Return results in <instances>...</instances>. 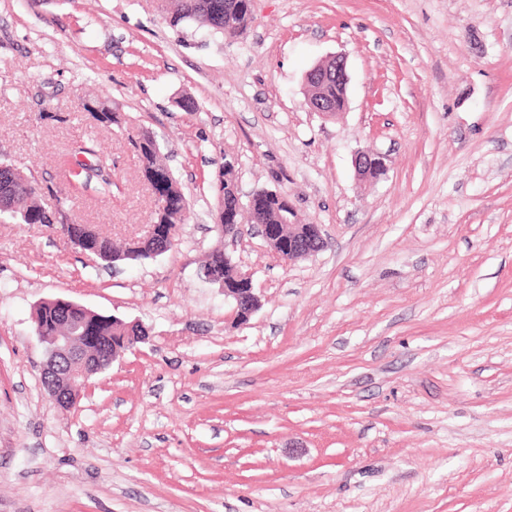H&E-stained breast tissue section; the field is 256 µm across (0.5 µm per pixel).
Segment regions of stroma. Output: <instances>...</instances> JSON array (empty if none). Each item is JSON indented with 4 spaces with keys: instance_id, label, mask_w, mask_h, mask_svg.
<instances>
[{
    "instance_id": "1",
    "label": "stroma",
    "mask_w": 512,
    "mask_h": 512,
    "mask_svg": "<svg viewBox=\"0 0 512 512\" xmlns=\"http://www.w3.org/2000/svg\"><path fill=\"white\" fill-rule=\"evenodd\" d=\"M166 3L0 0V161L120 243L154 219L145 129L190 204L173 250L114 270L0 220V512H512V0H252L232 38ZM334 55L337 119L305 83ZM98 92L118 125L88 119ZM78 146L108 194L66 181ZM360 151L385 174L358 179ZM227 160L322 250L219 238ZM217 249L252 277L245 325L197 274ZM49 298L149 331L67 412L40 380ZM332 64L335 67L334 76L336 79H330L323 82L318 88V92L327 102L336 107V105L341 104V98L343 95L344 107L343 110H332L330 109L322 100L315 99V89L314 95L308 96L307 101L310 108L315 112H321L323 114H327L330 116H340L345 111V106L347 103V84H348V74L346 70V63L344 58L342 57H333L325 63L315 65L311 70L306 74V84L312 83H320L322 82L327 75L332 72L331 69L327 70V67ZM341 84L342 90L338 83ZM82 153L95 155L93 162L87 164L79 160L78 155ZM63 165L67 167L70 177L75 180L83 178L87 180L95 175L100 181L102 188L105 189L111 184V175L107 173V170H111L110 160L107 157L95 154L89 148L78 147V149L72 150L63 160ZM353 165L361 180L376 179L373 174L377 171L385 172L387 169L385 157L372 152H358L354 156Z\"/></svg>"
}]
</instances>
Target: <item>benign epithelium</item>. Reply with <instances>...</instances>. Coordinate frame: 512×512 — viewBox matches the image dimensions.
<instances>
[{
  "label": "benign epithelium",
  "instance_id": "benign-epithelium-1",
  "mask_svg": "<svg viewBox=\"0 0 512 512\" xmlns=\"http://www.w3.org/2000/svg\"><path fill=\"white\" fill-rule=\"evenodd\" d=\"M334 66L336 82L342 88H347L348 74L346 63L342 57H334L325 63L315 65L306 74V83H320L327 75L328 66ZM353 165L357 176L362 180L373 178L376 172L387 169L386 159L383 155L372 152H359L354 156ZM294 207H288V217L285 223L273 227L260 225L261 237L267 246L282 260L291 263L306 258L314 253L313 245L322 239L321 232L315 224H298L293 216ZM178 227L170 229L150 225L147 235L143 238L130 240L126 256L133 257L143 247V242L156 239L155 254L161 255L169 251L175 244ZM98 232L93 224L72 225V242L83 247ZM200 275L209 283L217 284L224 291V299L234 305L235 320L238 324H246L251 316L258 310L260 303L253 292L251 277L246 273L234 272L232 277H225L221 267L200 269ZM48 305L58 307L57 314L66 315L73 310H80L86 316L93 315V311L73 301L63 299H47L40 303L38 309ZM122 335L112 337V348L103 354L92 353L83 344L77 342L78 335L84 324L77 323L72 327L69 336H42L40 340L46 343L47 361L41 368L42 384L47 388L50 397L63 411L76 407L79 395L75 389L78 381H86L95 374L107 368L127 350L146 342L148 332L134 333L133 328L140 326L134 321L126 323L117 321Z\"/></svg>",
  "mask_w": 512,
  "mask_h": 512
}]
</instances>
